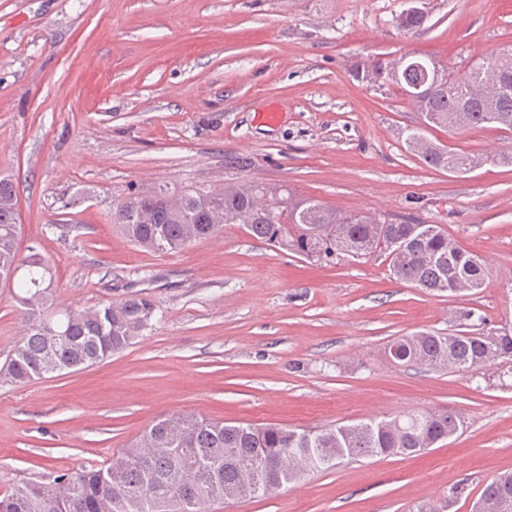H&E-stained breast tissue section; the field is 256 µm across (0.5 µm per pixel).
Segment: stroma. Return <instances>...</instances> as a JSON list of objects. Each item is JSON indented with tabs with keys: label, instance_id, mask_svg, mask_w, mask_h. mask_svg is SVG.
Instances as JSON below:
<instances>
[{
	"label": "stroma",
	"instance_id": "obj_1",
	"mask_svg": "<svg viewBox=\"0 0 512 512\" xmlns=\"http://www.w3.org/2000/svg\"><path fill=\"white\" fill-rule=\"evenodd\" d=\"M0 0V179L17 195L18 250L56 267L55 308L140 294L149 329L123 351L24 385L0 383V491L99 467L158 418L194 413L302 428L449 406L466 424L414 457L345 463L274 497L211 512H471L512 471V376L393 364L386 347L472 311L512 324V167L425 165L401 133L418 111L353 62L415 52L457 71L512 46V0ZM276 125L259 122L269 107ZM427 135L491 156L492 129ZM287 186L343 213L438 224L485 260L477 294L434 296L382 258L309 261L227 224L183 251L140 250L112 223L131 191ZM23 333L0 281V368ZM410 5L404 10L400 11L399 13H396L391 23L393 26L404 36H412L417 31L420 30V28L424 25V23L427 20L428 17V11L426 7L424 6L425 1L421 0V8L423 11L421 12H415V13H408L417 11L419 8V0H410L407 1ZM408 13V14H404Z\"/></svg>",
	"mask_w": 512,
	"mask_h": 512
}]
</instances>
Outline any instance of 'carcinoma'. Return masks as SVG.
Masks as SVG:
<instances>
[{
	"label": "carcinoma",
	"mask_w": 512,
	"mask_h": 512,
	"mask_svg": "<svg viewBox=\"0 0 512 512\" xmlns=\"http://www.w3.org/2000/svg\"><path fill=\"white\" fill-rule=\"evenodd\" d=\"M428 11L399 12L391 20L403 35L424 25ZM393 60L375 57L354 65L353 76L378 86L405 81L391 73ZM448 91L427 92L411 102L436 116L433 125L452 131L493 126L512 134V52L492 54L464 73L439 65ZM497 72L509 94L488 108L473 94ZM498 120H487V112ZM430 152L420 155L429 167L469 170L486 161L479 155L447 148L425 136ZM259 182L223 192H181L171 200L129 197L112 213V223L146 252L170 253L205 240L225 224H239L251 237L318 262L382 256L390 276L428 293L473 295L487 276L484 261L461 248L437 224L386 223L363 213L340 214L316 199L290 201L263 211ZM12 183L0 180V275H11L25 332L4 369V381L24 384L48 374L90 367L127 348L150 326L153 300L131 296L92 307L50 310L52 266L37 250L16 248V216L9 200ZM402 366L470 372L512 366V327L482 326L447 334L422 331L392 341ZM465 417L452 408L385 415L322 429L283 424L225 422L175 413L151 425L106 465L62 471L45 481H21L0 494V512H210L224 497L241 494L249 472L260 471L273 489L298 483L344 461L414 456L455 436ZM512 502V472L488 481L472 512H498L500 500Z\"/></svg>",
	"instance_id": "carcinoma-1"
}]
</instances>
